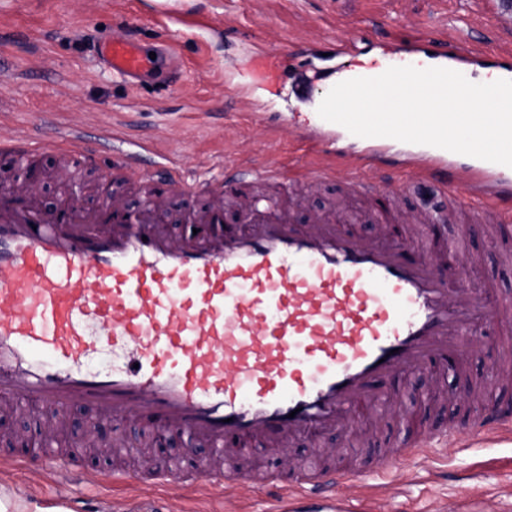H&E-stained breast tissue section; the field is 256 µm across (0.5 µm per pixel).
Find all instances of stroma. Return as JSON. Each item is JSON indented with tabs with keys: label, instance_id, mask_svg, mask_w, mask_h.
I'll list each match as a JSON object with an SVG mask.
<instances>
[{
	"label": "stroma",
	"instance_id": "1",
	"mask_svg": "<svg viewBox=\"0 0 512 512\" xmlns=\"http://www.w3.org/2000/svg\"><path fill=\"white\" fill-rule=\"evenodd\" d=\"M172 17L161 27L156 14ZM429 29L450 45L467 42L512 46V13L498 0H0V185L25 179L21 163L4 144L24 131L42 144L59 142L64 133L82 128L90 137L109 135L117 147L141 151L144 167L153 173L172 167L195 191L212 192L233 158L256 169L275 166L289 172L288 181L260 183L256 192L288 208L295 220L309 223L322 215L333 223L357 217L363 234L378 224L404 226L410 245L456 241L460 225H469L466 270L471 289L490 287L512 300V263L501 251L512 242L499 241L493 226L500 211L473 209L464 158L451 173L456 199L407 189L408 175L395 166L371 169L363 160L364 143L344 127L332 130L341 152L338 178L318 181L312 169L327 161L319 147L322 119L315 113L332 75L359 67L362 59L400 61L391 39L416 37ZM132 35L156 58L147 78L130 82L100 63L88 37L105 41ZM271 53L256 55L254 43ZM355 43L359 56L328 53L329 44ZM256 77L265 98L237 99L226 84ZM36 197L40 206H59L80 194L83 203L101 204L103 179H115L109 165L86 167L76 156L44 153ZM376 184L378 196L365 194ZM438 205L447 215L439 229L423 226L425 205ZM494 326H487L481 344L469 348L465 375H446L433 395L420 404L409 399L412 384L396 389L406 410L420 415L431 429L463 424L482 406L480 395L457 405L455 386L479 387L494 371ZM44 418L41 408L18 407L0 397V432L21 433L38 440ZM123 436L128 460L148 459L151 466L176 462L196 468L209 455L200 446L145 445L139 424L111 423ZM411 433L397 415L379 419L365 434L337 432L319 442L298 441L293 461L310 463L314 447L340 449L346 462L369 470L368 482L342 486L338 494L350 512H512V429L488 437L449 436L427 456L400 461L395 468L373 473L381 449L402 448ZM24 472L0 470V490L17 503L42 512H61V499L85 502L89 512H105L111 503L136 501L144 512H266L265 492L248 484L236 488H203L173 477L163 484L115 486L104 481H78L66 467L22 451Z\"/></svg>",
	"mask_w": 512,
	"mask_h": 512
}]
</instances>
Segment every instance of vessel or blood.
Returning <instances> with one entry per match:
<instances>
[{
  "label": "vessel or blood",
  "instance_id": "vessel-or-blood-1",
  "mask_svg": "<svg viewBox=\"0 0 512 512\" xmlns=\"http://www.w3.org/2000/svg\"><path fill=\"white\" fill-rule=\"evenodd\" d=\"M406 51L512 80L508 50L464 49L428 33ZM98 55L131 80L151 63L130 38L102 43ZM56 148L92 166L109 146L90 147L74 130ZM9 149L32 170L44 151L26 134ZM447 156L441 148L402 169L448 194ZM231 168L237 178L222 196L187 209L199 231L180 243L163 222V184H150L134 215L118 194L100 211L69 202L48 212L25 188L0 193V395L54 414L81 405L101 422L129 416L153 432L189 435L214 453L186 483L247 482L271 496L270 512H292L299 499L364 480V472L314 462L292 479L238 468L251 444L286 448L396 410L392 378L429 379L446 361L463 367L469 339L504 304L486 288L467 305H449L460 244L408 247L394 224L375 238L318 220L301 228L250 192L258 179L281 180V170L259 173L240 160ZM470 174L477 204L512 199V167L478 159ZM228 195L238 216L229 225ZM109 348L128 352V366L87 371L86 361ZM504 419L486 399L469 431L494 434ZM101 478L143 480L122 465Z\"/></svg>",
  "mask_w": 512,
  "mask_h": 512
}]
</instances>
